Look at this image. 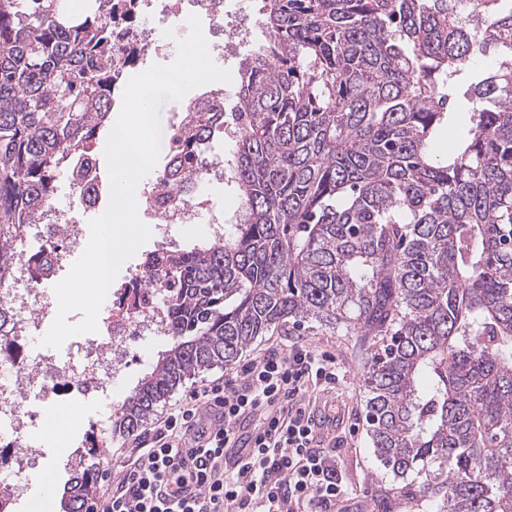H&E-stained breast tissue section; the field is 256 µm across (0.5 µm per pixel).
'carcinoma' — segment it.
Returning a JSON list of instances; mask_svg holds the SVG:
<instances>
[{
    "label": "carcinoma",
    "instance_id": "1",
    "mask_svg": "<svg viewBox=\"0 0 512 512\" xmlns=\"http://www.w3.org/2000/svg\"><path fill=\"white\" fill-rule=\"evenodd\" d=\"M262 3L230 113L241 213L166 256L171 343L110 434L259 336L343 329L379 339L365 416L393 491L512 512V0ZM118 13L132 0H0V279L109 126ZM457 112L467 133L440 160ZM192 123L189 158L219 133ZM97 460L93 444L67 463L62 512H87Z\"/></svg>",
    "mask_w": 512,
    "mask_h": 512
}]
</instances>
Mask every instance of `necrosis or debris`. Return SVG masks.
I'll return each mask as SVG.
<instances>
[{"mask_svg":"<svg viewBox=\"0 0 512 512\" xmlns=\"http://www.w3.org/2000/svg\"><path fill=\"white\" fill-rule=\"evenodd\" d=\"M135 5L131 27L113 31L114 51L134 45L142 54L168 58L177 52L179 40L189 34L187 20L192 16L206 29L212 62L238 60L254 37V28L244 24L248 10L230 7L226 0H136ZM225 178L221 157L203 153L189 163L174 148L166 149L161 167L153 170L138 190L140 219L153 226L154 247L142 255L135 271L120 286L107 291V306L123 309V316L113 318L104 335L77 338L59 352L36 354L28 347L29 336L46 325L51 308L49 292L41 286L36 247L51 244L58 268L81 252L79 215L97 209L98 181L73 185L69 205L52 206V223L27 225L11 256L10 276L0 281V306L10 318L9 334L0 338L6 347L0 354V446L12 448L6 465L15 475L13 482L0 488V512H22L28 477L39 470L45 457L42 444L28 436L35 425L30 404L54 403L78 385L95 391L109 389L129 362L131 337L164 335V292L146 287L145 276L160 271V252L174 243L166 232L168 226L196 224L204 218L211 236L223 232L224 209L212 202L208 190Z\"/></svg>","mask_w":512,"mask_h":512,"instance_id":"obj_1","label":"necrosis or debris"}]
</instances>
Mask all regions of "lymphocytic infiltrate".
I'll return each mask as SVG.
<instances>
[{"label": "lymphocytic infiltrate", "mask_w": 512, "mask_h": 512, "mask_svg": "<svg viewBox=\"0 0 512 512\" xmlns=\"http://www.w3.org/2000/svg\"><path fill=\"white\" fill-rule=\"evenodd\" d=\"M337 378L335 356L306 345L249 359L170 408L91 512H335L343 477L301 398Z\"/></svg>", "instance_id": "lymphocytic-infiltrate-1"}]
</instances>
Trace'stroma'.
I'll return each mask as SVG.
<instances>
[{
  "instance_id": "1",
  "label": "stroma",
  "mask_w": 512,
  "mask_h": 512,
  "mask_svg": "<svg viewBox=\"0 0 512 512\" xmlns=\"http://www.w3.org/2000/svg\"><path fill=\"white\" fill-rule=\"evenodd\" d=\"M299 343L326 350L336 357L340 376L334 389L314 390L308 393L309 408L315 419L328 423V430L319 432L321 448L336 453V468L348 487L347 496L337 502L336 512H379V498L384 488L390 487L391 478L380 466L367 433L365 422L366 393L362 374L375 347L372 341L351 336L342 331L314 329L301 336L280 330L258 337L247 348V355H255L269 346L287 348ZM162 337L136 339L131 343V361L121 378L113 381L110 391L73 393L71 398L55 406H39L40 417L35 430L45 447L43 466H56L61 479H68L66 462L69 452L75 451L77 441L84 434L95 431L123 404L130 390L146 372L158 351L165 349ZM78 410L80 420L67 434L66 450H59L57 441L46 431L51 411Z\"/></svg>"
}]
</instances>
